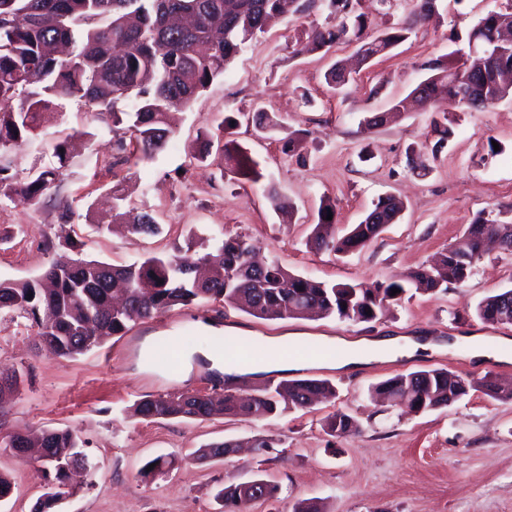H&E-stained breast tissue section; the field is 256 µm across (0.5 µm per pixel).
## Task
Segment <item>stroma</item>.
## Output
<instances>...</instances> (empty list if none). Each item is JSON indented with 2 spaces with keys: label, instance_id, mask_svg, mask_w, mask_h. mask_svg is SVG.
<instances>
[{
  "label": "stroma",
  "instance_id": "stroma-1",
  "mask_svg": "<svg viewBox=\"0 0 512 512\" xmlns=\"http://www.w3.org/2000/svg\"><path fill=\"white\" fill-rule=\"evenodd\" d=\"M501 3L437 0L438 13L429 24L349 75L339 94L326 85L324 74L353 53V44L340 42L327 52L294 51L311 25L336 24L332 7L325 2L313 12L285 16L249 41L223 77L176 112V131L161 152L131 166H115L112 133L94 106L64 102L39 137L11 152L14 173L58 165L62 177L33 205L0 194V281L41 276L67 223L76 258L130 264L191 237L242 233L290 272L336 283L406 273L458 241L478 213L512 224V100L459 113L453 136L437 153L431 150L434 113L412 108L371 130L362 124L405 97L426 78L424 62L455 50L456 38ZM259 107L291 129L307 131L302 147L283 151L277 138H261L241 126L235 138L255 161L258 178L224 177L217 166L192 159L199 132ZM57 131L73 137L63 164L50 145ZM414 152L425 169L409 165ZM116 185L136 211L158 220L160 235L97 231L95 222L107 211ZM272 186L292 215L274 210L267 198ZM385 196L402 201L403 213L363 251L334 256L308 247L321 202L334 205L338 229L347 230ZM509 288L512 255L493 249L476 262L466 282L433 294L414 293L372 323L334 317L261 320L214 304L191 305L136 323L128 334L109 337L72 360L47 356L30 321L3 311L0 372L19 373L22 382L0 417L10 428L68 430L76 436L89 471L56 512H221L214 499L217 486L258 474L278 490L251 504L249 512H293L309 499L325 512H512V401L472 391L448 407L411 413L369 394L388 377L430 368L474 379L489 374L512 384V360L477 362L461 347L377 357L347 371L314 357L316 346L331 339L383 336H429L440 343L476 336L495 348L499 340L512 339V326L483 323L474 308ZM204 334L262 343L290 337L302 346L294 377L329 380L337 396L308 412L258 421L132 417L130 407L148 395L223 392V379L203 362L192 361L186 371L179 365L148 366L142 359L146 337ZM335 412L351 415L359 432L326 435L323 420ZM256 435L276 439L277 447L224 459L194 455L204 444ZM159 456L168 460L167 472L145 473L146 463ZM37 468L0 445V473L12 481L0 512H33L45 491Z\"/></svg>",
  "mask_w": 512,
  "mask_h": 512
}]
</instances>
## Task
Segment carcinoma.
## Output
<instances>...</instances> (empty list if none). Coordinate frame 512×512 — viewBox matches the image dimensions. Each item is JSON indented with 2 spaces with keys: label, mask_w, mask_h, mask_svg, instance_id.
Instances as JSON below:
<instances>
[{
  "label": "carcinoma",
  "mask_w": 512,
  "mask_h": 512,
  "mask_svg": "<svg viewBox=\"0 0 512 512\" xmlns=\"http://www.w3.org/2000/svg\"><path fill=\"white\" fill-rule=\"evenodd\" d=\"M336 13L351 22L336 28L312 26L305 31L303 49L331 48L344 39L356 44L358 64L365 65L406 40L435 11L431 0H415V6L397 26L373 37L367 22L356 13L352 0H331ZM283 12L282 0H0V155H5L37 135L47 111L61 102L79 98L99 107L112 123L117 149L125 150V137L135 142L137 160H149L173 133L169 113L192 103L233 62L242 47L262 33ZM512 27V0L480 17L468 37ZM433 78L417 97L426 108L440 99L455 112L475 109L458 99L460 86L480 82L485 99H512V85L501 83L499 73L512 71V50L501 51L496 69L484 60L467 55H447L424 63ZM256 128L282 132L290 152L300 140L267 112L258 113ZM233 117L217 131L197 137L193 157L205 161L212 147L220 155L221 172L249 177L254 162L224 131L236 128ZM67 139L54 143L59 166L33 167L23 178L0 164V191L13 193L28 203L38 202L61 181L66 164ZM332 204L324 202L317 213L310 239L311 249L328 254L361 251L383 231L371 218L388 214L395 223L401 205L387 196L378 199L365 219L344 235L336 234L335 220L326 219ZM134 234L155 236L160 224L148 212L133 217L128 225ZM493 237L512 253V224H502L478 214L462 236L466 262L448 263L457 246L451 244L437 260L411 270L403 279L368 283H329L306 278L284 269L276 260L258 262L257 240L250 236L221 234L209 240H190L165 255H151L126 266L62 254L51 262L40 279L0 282V310L22 313L37 327L47 355L72 359L96 346L106 336H122L130 326L176 306L220 303L261 319H306L308 313L334 316L354 323H370L383 315L413 286L434 292L443 285L460 284L471 275L483 254V242ZM400 293L391 295V290ZM512 289L482 299L475 315L491 325H512L504 315V297ZM414 389L409 399L414 410L447 407L470 391L494 400L512 398L490 375L470 379L447 369H422L398 374L371 387L374 398L383 395L394 402ZM324 400L336 397L328 380L298 378L276 385L274 390L242 393L224 391L216 399L208 394L148 396L133 404L131 416L141 419H208L214 416L260 420L286 411L312 407L309 396ZM325 433L339 437L359 430L347 414L333 413L324 420ZM10 441L21 440L27 448H45L51 454L53 486L37 512H53V502L71 493L67 483L71 465L84 461L76 437L68 430L39 435L14 431ZM243 447L226 440L201 448L198 454L224 456ZM260 496L240 483L217 488L214 498L224 512H248L258 499H268L276 487L260 476Z\"/></svg>",
  "instance_id": "carcinoma-1"
}]
</instances>
